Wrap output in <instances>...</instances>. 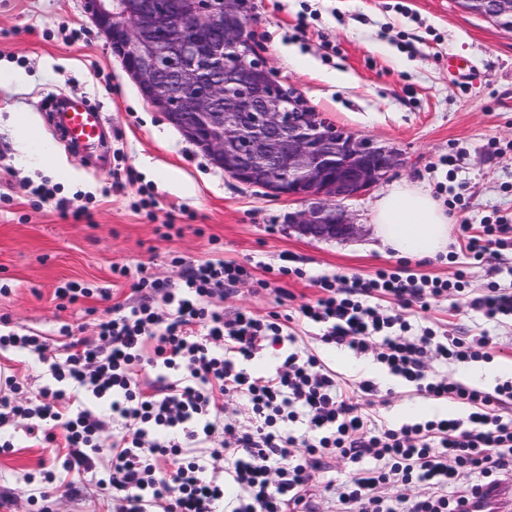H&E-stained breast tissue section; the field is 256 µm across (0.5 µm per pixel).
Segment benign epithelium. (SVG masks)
Here are the masks:
<instances>
[{
	"label": "benign epithelium",
	"mask_w": 512,
	"mask_h": 512,
	"mask_svg": "<svg viewBox=\"0 0 512 512\" xmlns=\"http://www.w3.org/2000/svg\"><path fill=\"white\" fill-rule=\"evenodd\" d=\"M512 31V0H457ZM141 96L211 165L302 208L313 240L354 236L343 206L404 164L402 153L326 121L275 77L253 41L252 0H85Z\"/></svg>",
	"instance_id": "7a95c632"
}]
</instances>
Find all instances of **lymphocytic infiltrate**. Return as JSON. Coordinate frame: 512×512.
Returning <instances> with one entry per match:
<instances>
[{"mask_svg":"<svg viewBox=\"0 0 512 512\" xmlns=\"http://www.w3.org/2000/svg\"><path fill=\"white\" fill-rule=\"evenodd\" d=\"M459 242L479 261L493 247L512 246V223L459 227ZM248 265L221 257L191 264L177 284L140 277L135 305H114L97 325L96 341L74 337L49 366L52 382L36 399L19 398L6 379L0 424L28 422V433L62 440L63 469L88 471L102 421L83 393L109 399L118 426L105 483L113 512H228L224 486L236 488L229 512H315L312 474L343 457L350 480L328 484L342 512H482L484 490L512 476V382L487 392L445 377L427 379L424 360L465 363L491 357L485 335L447 338L435 328L412 336L411 324L385 314L378 300L428 309L461 280L430 278L405 267L354 278L341 291L338 276L316 280L318 296L287 314H225L214 303L228 287L251 279ZM322 326V342L378 362L417 393L462 405L466 419H432L391 429L373 409L374 385L342 379L314 354L288 355L275 371L255 376L247 362L280 344L289 323ZM246 400L252 423L224 420L229 400ZM223 458V475L209 462ZM482 477L471 494L449 497L453 473ZM416 487L411 503L380 495L382 487Z\"/></svg>","mask_w":512,"mask_h":512,"instance_id":"lymphocytic-infiltrate-1","label":"lymphocytic infiltrate"}]
</instances>
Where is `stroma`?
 <instances>
[{
    "label": "stroma",
    "mask_w": 512,
    "mask_h": 512,
    "mask_svg": "<svg viewBox=\"0 0 512 512\" xmlns=\"http://www.w3.org/2000/svg\"><path fill=\"white\" fill-rule=\"evenodd\" d=\"M251 24L257 49L277 79L296 87L327 121L404 153L407 165L390 183L410 182L429 191L456 223L479 225L512 217V31L463 12L456 0H254ZM468 60L464 75L449 72V58ZM0 70L14 80L0 85V319L8 328L51 338L61 357L62 328L90 336L95 324L126 302L140 275L178 281L172 259L219 255L252 269L253 281L219 299L227 311L259 315L286 311L315 299L323 275L367 277L397 265L377 249L371 211L380 190L347 201L358 235L316 241L290 228L297 203L273 199L239 184L148 104L90 22L84 0H0ZM86 99L105 116L107 146L97 153L71 148L54 130V97ZM34 116L29 133L15 120ZM453 156V165L440 164ZM47 182L52 199L29 192ZM86 207L90 220L63 218L59 202ZM175 218L181 234L165 238L157 227ZM288 255L292 274L262 288L265 265ZM130 274L116 278L113 267ZM413 273L453 278L463 274L466 293L493 288L512 293V253L488 251L469 260L451 239L446 253L412 259ZM106 289L107 298L68 304L55 296L60 283ZM413 330L438 328L448 337L488 332L493 361L512 364V322L495 323L451 296L426 313L408 310ZM290 342L269 347L247 365L256 375L280 358L310 350L346 379L370 380L375 410L391 428L403 425L406 407L424 419L460 418L462 406L417 395L373 354L316 340L315 327L292 322ZM0 374L16 376L23 396L48 381L47 365L15 350L0 351ZM103 428L104 450L75 488L49 481L61 472L66 451L29 436L23 425L0 426L11 441L0 452V512H110L97 481L112 468L105 447L114 426L108 400L89 399Z\"/></svg>",
    "instance_id": "1"
}]
</instances>
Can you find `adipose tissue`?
I'll list each match as a JSON object with an SVG mask.
<instances>
[{
	"mask_svg": "<svg viewBox=\"0 0 512 512\" xmlns=\"http://www.w3.org/2000/svg\"><path fill=\"white\" fill-rule=\"evenodd\" d=\"M372 223L383 248L415 259L445 252L452 225L428 191L406 182L393 186L375 201Z\"/></svg>",
	"mask_w": 512,
	"mask_h": 512,
	"instance_id": "1",
	"label": "adipose tissue"
}]
</instances>
